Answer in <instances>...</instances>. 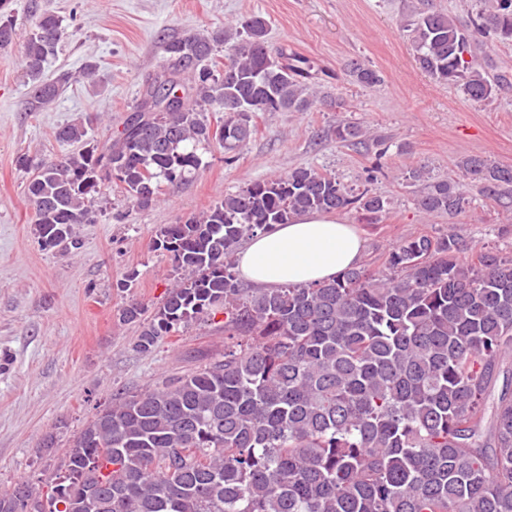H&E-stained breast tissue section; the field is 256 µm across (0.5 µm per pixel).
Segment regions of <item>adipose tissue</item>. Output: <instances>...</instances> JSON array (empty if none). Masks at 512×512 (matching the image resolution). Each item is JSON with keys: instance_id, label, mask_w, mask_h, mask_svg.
<instances>
[{"instance_id": "1", "label": "adipose tissue", "mask_w": 512, "mask_h": 512, "mask_svg": "<svg viewBox=\"0 0 512 512\" xmlns=\"http://www.w3.org/2000/svg\"><path fill=\"white\" fill-rule=\"evenodd\" d=\"M363 241L336 213L310 212L250 236L235 256L238 276L257 289L332 280L358 265Z\"/></svg>"}]
</instances>
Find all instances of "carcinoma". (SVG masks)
Masks as SVG:
<instances>
[{
  "mask_svg": "<svg viewBox=\"0 0 512 512\" xmlns=\"http://www.w3.org/2000/svg\"><path fill=\"white\" fill-rule=\"evenodd\" d=\"M11 0H0V48L16 35ZM468 30L434 10L412 14L419 68L490 98L499 80L479 63L476 36L512 42V0H490ZM260 15L235 30L164 42L163 69L143 86L116 138L58 129L76 152L36 165L27 197L38 238L76 247L74 226L97 221L96 200L112 166L134 205L149 208L165 184L190 181L199 150H241L256 112H307L324 99L313 63L266 39ZM68 36L39 17L25 42L32 105L54 101L77 75L44 79ZM355 82L380 72L353 62ZM218 112L216 125L206 113ZM362 129L336 124L351 143ZM462 179L427 184L416 205L453 218L472 203L468 182L512 206V167L479 157L457 163ZM355 209L370 219L386 201L336 177L299 167L224 196L198 216L168 224L156 248L195 276L174 282L134 347L224 310V354L138 394H119L73 440L65 474L45 507L19 483L0 492V512H512V257L483 247L464 260L453 229L405 239L384 272L367 265L311 286L245 288L230 256L257 230L293 216ZM503 376L495 390L496 376Z\"/></svg>",
  "mask_w": 512,
  "mask_h": 512,
  "instance_id": "carcinoma-1",
  "label": "carcinoma"
}]
</instances>
